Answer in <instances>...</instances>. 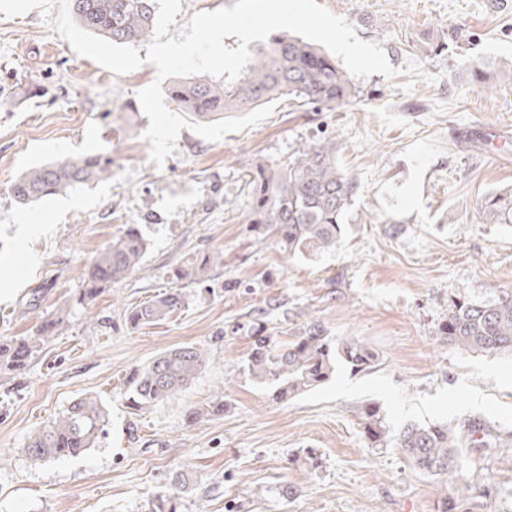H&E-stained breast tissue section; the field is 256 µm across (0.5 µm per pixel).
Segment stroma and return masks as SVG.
<instances>
[{"label": "stroma", "mask_w": 512, "mask_h": 512, "mask_svg": "<svg viewBox=\"0 0 512 512\" xmlns=\"http://www.w3.org/2000/svg\"><path fill=\"white\" fill-rule=\"evenodd\" d=\"M318 2L379 43L396 76L356 79L344 109L282 98L216 141L181 130L160 167L138 100L155 66L117 75L77 55L55 30L58 7L0 14V338L36 335L70 310L25 372L0 375V512H147L176 472L189 479L181 512H439L449 477L421 474L395 442L372 445L362 407L377 406L394 435L474 418L512 435V356L458 350L438 332L453 301L512 292V224L480 213L486 193L512 186V0ZM323 136L358 190L335 250L291 256L246 224L245 166L285 162ZM89 153L111 154L110 179L35 204L13 198L25 171ZM131 224L149 248L87 318L70 301L82 272ZM208 252L224 262L188 287L181 313L126 326L124 308ZM256 317L289 339L318 323L368 344L377 364L338 366L274 403L241 363L242 327ZM184 344L210 354L194 383L131 408L133 369ZM85 395L106 407L104 435L81 456L32 462L29 437ZM218 395L223 412L187 422L188 407ZM308 454L313 467L296 463ZM463 454L479 512H512V445Z\"/></svg>", "instance_id": "35a3bbf8"}]
</instances>
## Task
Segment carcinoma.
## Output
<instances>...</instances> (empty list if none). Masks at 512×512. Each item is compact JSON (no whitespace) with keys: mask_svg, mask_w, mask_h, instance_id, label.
I'll list each match as a JSON object with an SVG mask.
<instances>
[{"mask_svg":"<svg viewBox=\"0 0 512 512\" xmlns=\"http://www.w3.org/2000/svg\"><path fill=\"white\" fill-rule=\"evenodd\" d=\"M76 24L84 31L117 44L144 40L155 20V0H71ZM359 91L347 72L320 46L282 33L258 49L234 80L193 77L166 87L167 98L200 121L240 111L286 96L318 111L351 105ZM112 176V156L90 154L35 167L18 177L11 193L28 204L64 195L81 183ZM250 196L245 222L273 235L289 253H321L336 248L346 213L358 184L336 162V142L323 137L306 142L281 164H257L247 172ZM489 224H512V190L494 191L481 203ZM148 250L146 238L131 224L85 267L75 304L91 310L95 300L113 283L127 278ZM224 262L220 252L206 253L172 268L173 286L165 293L124 310L132 329L165 321L179 313L183 290L205 284L211 266ZM59 321L42 323L36 336L13 338L0 344V372H17L57 330ZM444 343L464 351L512 354V294L486 302L456 301L439 327ZM250 347L244 371L268 392L275 403L314 390L329 381L342 363L353 372L372 369L376 352L356 339L333 341L313 322L302 335L286 340L259 324L250 328ZM208 361V353L193 344L167 351L133 372L126 389L127 403L136 410L154 406L185 390ZM363 433L378 446L388 441L390 429L380 410L361 409ZM106 411L92 396L74 400L68 408L28 440L25 452L35 461L77 457L104 434ZM413 466L431 476L456 477L451 494L442 499V512H470L475 492L462 471L463 448H499L501 440L485 424L470 420L446 425H409L396 437Z\"/></svg>","mask_w":512,"mask_h":512,"instance_id":"cac0c4a2","label":"carcinoma"}]
</instances>
